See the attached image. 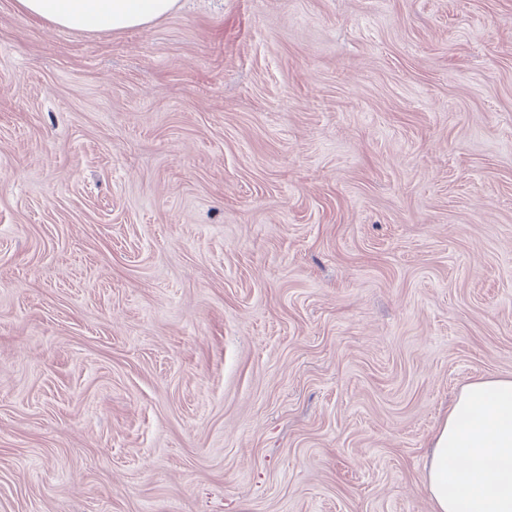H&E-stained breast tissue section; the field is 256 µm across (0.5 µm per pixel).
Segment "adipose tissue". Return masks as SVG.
<instances>
[{
	"label": "adipose tissue",
	"instance_id": "ef3b65f1",
	"mask_svg": "<svg viewBox=\"0 0 512 512\" xmlns=\"http://www.w3.org/2000/svg\"><path fill=\"white\" fill-rule=\"evenodd\" d=\"M55 28L122 31L171 13L178 0H16ZM431 512H512V378L462 387L437 430L424 475Z\"/></svg>",
	"mask_w": 512,
	"mask_h": 512
}]
</instances>
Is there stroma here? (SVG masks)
Instances as JSON below:
<instances>
[{"mask_svg":"<svg viewBox=\"0 0 512 512\" xmlns=\"http://www.w3.org/2000/svg\"><path fill=\"white\" fill-rule=\"evenodd\" d=\"M512 376V0H0V512H431ZM17 8L55 28L77 32L122 31L171 13L178 0H16Z\"/></svg>","mask_w":512,"mask_h":512,"instance_id":"stroma-1","label":"stroma"}]
</instances>
